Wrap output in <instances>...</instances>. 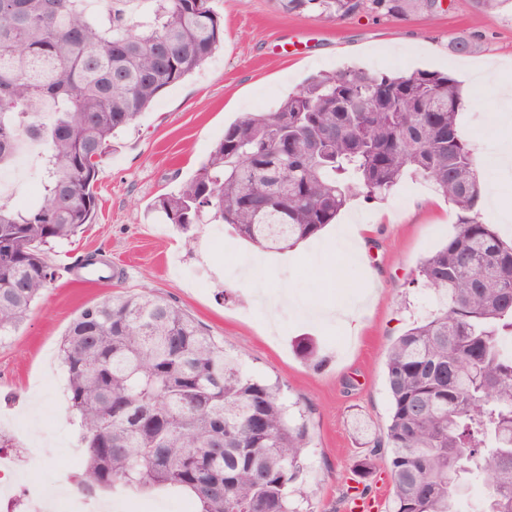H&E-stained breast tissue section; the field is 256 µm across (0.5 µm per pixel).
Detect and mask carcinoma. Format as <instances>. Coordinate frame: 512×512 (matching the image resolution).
Listing matches in <instances>:
<instances>
[{
  "label": "carcinoma",
  "instance_id": "1",
  "mask_svg": "<svg viewBox=\"0 0 512 512\" xmlns=\"http://www.w3.org/2000/svg\"><path fill=\"white\" fill-rule=\"evenodd\" d=\"M278 2L327 21L430 12L428 0ZM223 41L211 0H0V169L23 135L45 148L41 196L0 200V343L54 281L48 250L93 223L114 139ZM464 107L458 81L437 71L320 72L274 111L241 115L179 192L151 204L183 234L208 215L267 252L317 237L351 199H380L408 174L455 207L454 234L418 268L442 309L386 353L391 413L376 444L393 512H459L475 476L480 512H512V244L478 219L484 183L459 129ZM296 350L320 358L308 337ZM59 357L86 444L74 481L87 491L172 487L197 512H295L304 415L178 305L132 294L85 306Z\"/></svg>",
  "mask_w": 512,
  "mask_h": 512
}]
</instances>
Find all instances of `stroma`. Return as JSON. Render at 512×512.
<instances>
[{
  "instance_id": "35a3bbf8",
  "label": "stroma",
  "mask_w": 512,
  "mask_h": 512,
  "mask_svg": "<svg viewBox=\"0 0 512 512\" xmlns=\"http://www.w3.org/2000/svg\"><path fill=\"white\" fill-rule=\"evenodd\" d=\"M224 17V43L191 76L170 88L116 143L99 167L92 224L57 244L48 261L56 278L15 336L0 344V416L35 420L53 409L62 427L40 425L32 435L12 431L16 448L36 447L30 475L66 470V449L80 447L65 400V374L58 359L63 333L85 305L115 294L151 292L174 301L240 355L246 371L279 380L287 403L305 410L311 435L301 482L309 496L301 512H350L349 489L360 486L367 502L389 512L385 457L366 478L354 473L383 433L389 399L385 355L392 340L423 316L427 288L415 285L420 261L444 244L456 222L454 208L423 179L404 178L410 195L393 189L383 199H352L336 224L293 253H273L254 283L229 278L234 255L253 245L222 224H199L184 236L151 211L153 199L178 190L207 162L224 129L245 112L274 108L306 78L354 65L376 73L425 69L458 80L467 98L463 134L474 149L486 192L481 206L509 216L498 224L512 240V175L487 163L512 146V125L497 121L498 88L512 86V0L487 11L478 0H448L429 15L400 17L361 12L339 22L309 14H284L276 0H215ZM458 38H474L477 49L458 55ZM368 229L361 263L345 259L341 226ZM111 259L122 279L95 284L81 280L76 265L90 254ZM358 302L357 331L330 321L318 326L292 316L287 331L273 333L265 316L252 313L250 291L285 287L304 303L335 304L337 281ZM311 335L324 361L302 359L291 342Z\"/></svg>"
}]
</instances>
